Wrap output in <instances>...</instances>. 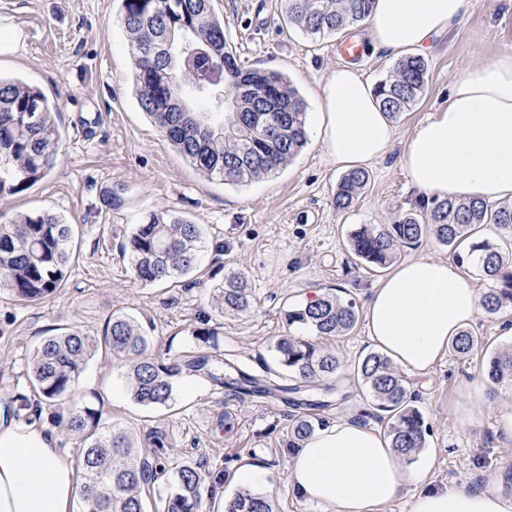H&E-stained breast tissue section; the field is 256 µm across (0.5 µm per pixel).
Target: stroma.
Segmentation results:
<instances>
[{"instance_id":"stroma-1","label":"stroma","mask_w":512,"mask_h":512,"mask_svg":"<svg viewBox=\"0 0 512 512\" xmlns=\"http://www.w3.org/2000/svg\"><path fill=\"white\" fill-rule=\"evenodd\" d=\"M224 19V35L240 67L274 69L302 95L309 115L320 110V89L343 58L341 42L355 39L364 49L355 63L371 82L390 74L395 59L369 42L365 28H352L314 42L284 22L280 0H213ZM121 0H0V33H18L17 51L0 54V76L41 90L58 107L62 135L57 169L26 191L0 200V224L16 213L53 210L73 227L74 261L64 288L41 303H27L0 290V404L29 390V360L46 337L67 328L103 335L113 311L136 318L160 362L203 349L240 359L252 370L272 363L273 344L288 328L284 312L304 291L334 289L364 308L378 273L356 266L347 235L360 224H391L414 208L415 192L399 156L414 126L443 106L452 76L463 64L512 50V0H471L467 15L438 39L426 55L429 69L419 102L396 120L395 146L368 165L369 184L356 206L336 212L331 199L342 176L309 138L296 158L275 175L248 184H227L196 172L140 109L134 92L128 43L118 21ZM122 183L120 206L92 218L89 206L102 187ZM167 210L204 230L205 258L198 281L186 287L144 286L132 274L121 243L149 210ZM242 270L253 305L242 315L220 316L212 286L225 273ZM512 308L480 315L472 326L484 345L470 355L448 352L435 368L400 373L416 392L414 405L429 429L425 453L433 456L428 478L440 485L482 490L489 485L512 497V441L500 432L502 414L512 412V394L481 400L480 424L466 429L451 413L462 382L481 375L491 351L512 342L505 323ZM215 337L203 344L201 329ZM342 362V387L333 394L328 422L358 419L366 391L354 381L352 365L374 347L365 321L332 340ZM102 410L132 431L139 446L159 433L166 475L154 487L167 496L184 462L221 474L216 492L232 498L244 460L267 473L258 493L274 499L278 512H323L297 499L288 486V423L295 410L277 398L239 400L221 387L193 377L177 379L169 406L137 404L120 361L99 351L91 357L72 392L47 409L42 423L59 445L77 456L65 431L73 407ZM233 427L225 429L224 414Z\"/></svg>"}]
</instances>
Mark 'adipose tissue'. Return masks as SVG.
<instances>
[{
    "label": "adipose tissue",
    "mask_w": 512,
    "mask_h": 512,
    "mask_svg": "<svg viewBox=\"0 0 512 512\" xmlns=\"http://www.w3.org/2000/svg\"><path fill=\"white\" fill-rule=\"evenodd\" d=\"M470 0H375L364 25L394 56L421 54L450 31ZM315 128L340 170L385 155L397 127L372 83L340 65L321 86ZM401 164L418 195L432 200L512 201V51L459 69L444 107L414 128ZM482 294L464 265L417 257L396 263L366 303L369 336L397 365L419 371L442 360L453 339L483 313ZM421 488L410 512H512L498 491L438 485L405 472L382 431L353 420L321 428L292 457L288 483L324 512H383L409 482ZM82 477L56 436L0 407V512H78Z\"/></svg>",
    "instance_id": "adipose-tissue-1"
}]
</instances>
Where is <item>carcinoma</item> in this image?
Segmentation results:
<instances>
[{
  "label": "carcinoma",
  "mask_w": 512,
  "mask_h": 512,
  "mask_svg": "<svg viewBox=\"0 0 512 512\" xmlns=\"http://www.w3.org/2000/svg\"><path fill=\"white\" fill-rule=\"evenodd\" d=\"M288 22L311 40L355 28L369 14L372 0H281ZM119 22L134 65V89L143 112L170 144L203 176L229 184H244L272 175L292 160L307 142V106L288 79L267 69L241 68L227 47L224 22L215 15L212 0H122ZM428 63L420 56L398 59L392 74L376 90L392 118L409 110L423 95ZM219 84L231 110L216 106L204 90ZM250 88L251 94L242 90ZM57 107L37 88L0 77V199L16 195L55 170L61 133ZM369 180L364 169L352 170L339 181L332 207L348 211ZM123 187L100 190L90 213L100 216L121 201ZM488 224L499 236L472 239L473 227ZM431 236L453 250L459 263L476 264L491 283L483 295L486 314L512 307V259L500 244H512V203L492 206L475 200H434L403 214L393 224H363L350 231L351 253L365 267L381 269L401 248ZM71 225L46 209L35 215L18 214L0 224V289L19 299L43 302L66 285L74 260ZM122 250L131 260L135 280L145 286L176 283L200 263L199 225L165 211H151L126 236ZM214 308L221 315L241 314L251 307L244 274L231 273L213 286ZM288 328H306L318 338L349 335L357 325L355 301L331 293L306 307L284 312ZM480 343L465 331L452 344L466 354ZM105 348L127 366V385L134 401L148 407L165 406L174 382L184 376L210 379L231 388L239 398L281 397L304 408L288 425L289 447L297 448L324 424L319 412L330 406L341 362L336 352L304 336L288 333L274 344L275 365L256 375L235 360L200 351H187L169 364L149 354L143 327L114 311L100 338L78 329L50 336L31 356V393L15 397L16 415L53 405L71 392L89 358ZM488 380L512 392V344L492 352ZM353 377L364 386L367 408L387 413L392 447L409 457L425 447L427 426L411 405L404 377L380 352L358 361ZM67 433L80 440L83 472V512H147L148 481L164 471L161 451L165 437L152 436L153 450L135 446L129 433L114 422L102 423V412L75 407L66 421ZM207 474L196 465L181 466L161 512H203ZM225 512H277L274 500L248 488L239 490Z\"/></svg>",
  "instance_id": "obj_1"
}]
</instances>
